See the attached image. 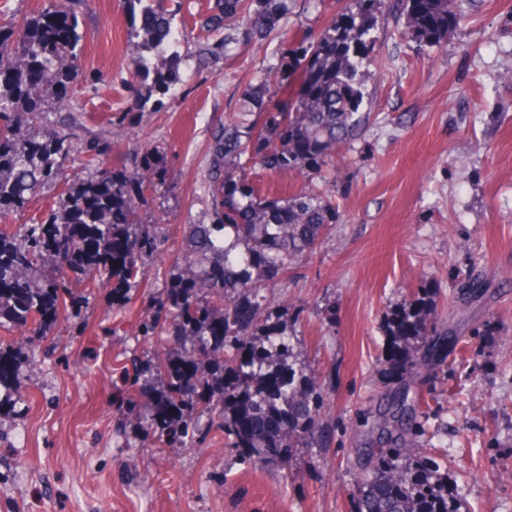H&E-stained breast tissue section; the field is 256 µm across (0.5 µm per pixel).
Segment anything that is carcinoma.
Wrapping results in <instances>:
<instances>
[{
	"label": "carcinoma",
	"mask_w": 512,
	"mask_h": 512,
	"mask_svg": "<svg viewBox=\"0 0 512 512\" xmlns=\"http://www.w3.org/2000/svg\"><path fill=\"white\" fill-rule=\"evenodd\" d=\"M292 0H216L200 31L222 33L224 59L268 39L290 12ZM132 17L130 39L140 57L154 55L179 37L164 0H124ZM387 0H350L341 17L316 37L295 38L279 62L247 85V112L217 125L208 147L207 180L217 223L194 224L195 252L183 260L140 335L157 337L174 354L133 358L121 367L116 403L137 405L139 380L150 374L152 410L173 406L179 417L155 444L184 448L213 430L224 432L249 463L286 467L291 448H326V398L302 365H280L293 336L265 315L273 299L263 283L283 281L300 258L313 252L323 231L336 223L331 197L304 189L287 198L263 194L254 178L300 169L320 175L336 150L357 137L370 115L360 111L378 14ZM405 17L404 34L424 46L448 39L470 8L469 0H393ZM81 40L69 0L50 3L17 22L0 24V219L23 209L44 187L61 185L58 210L27 226L18 239L0 228V321L37 326L66 315L74 305L67 279L85 274L120 279L122 289L146 279L145 260L164 237L159 224H143L138 203L160 179L156 147L143 145L141 166L128 174L100 172L79 187L64 182L63 161L75 149L65 127L41 116L49 100L68 89ZM180 55L152 71H137L132 104L145 112L152 96L177 95ZM109 143L95 139L82 149L96 165ZM42 270L32 281L29 272ZM259 272L261 278L253 277ZM441 316L426 298L411 297L387 319L386 370L398 377L416 363L411 342L428 336ZM423 436L410 422L377 451L360 473L358 512H461L434 457L413 459Z\"/></svg>",
	"instance_id": "1"
}]
</instances>
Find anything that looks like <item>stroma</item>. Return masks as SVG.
Wrapping results in <instances>:
<instances>
[{"label": "stroma", "instance_id": "obj_1", "mask_svg": "<svg viewBox=\"0 0 512 512\" xmlns=\"http://www.w3.org/2000/svg\"><path fill=\"white\" fill-rule=\"evenodd\" d=\"M294 2L278 32L210 68H198L190 39L162 48L149 64L179 52L181 91L134 113L140 58L122 0L77 5L79 76L46 116L73 134L64 173L72 185L95 178L80 150L93 138L109 141L101 168L115 172L136 167L141 144L156 145L165 181L139 215L163 225L165 241L126 302L75 279L77 307L44 335L0 323V353L14 364L12 397L0 405V512H355L360 460L390 391L428 403L417 453L447 449L448 479L468 512H512V0H475L433 47L381 15L361 105L371 120L338 151L336 178L318 183L341 217L287 285L267 290L274 319L295 336V359L326 394L330 446L292 449L284 470L251 466L220 433L153 448L113 401L116 360L156 348L139 322L192 252L190 225L214 221L212 129L241 111L255 66L278 62L284 42L348 5ZM121 109L130 115L120 124ZM480 271L485 294L459 299L458 281ZM418 291L441 314V332L480 354L448 372L425 360L393 380L384 326Z\"/></svg>", "mask_w": 512, "mask_h": 512}]
</instances>
